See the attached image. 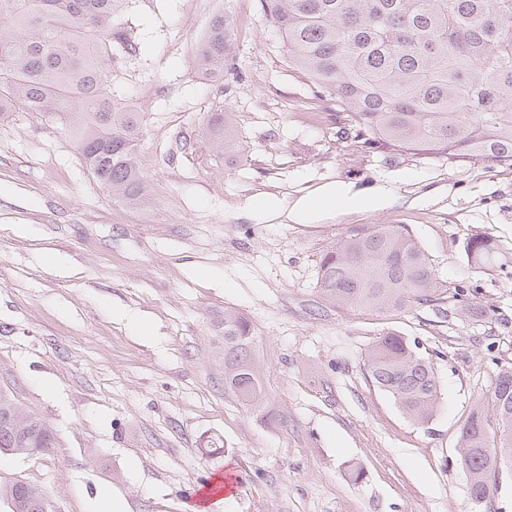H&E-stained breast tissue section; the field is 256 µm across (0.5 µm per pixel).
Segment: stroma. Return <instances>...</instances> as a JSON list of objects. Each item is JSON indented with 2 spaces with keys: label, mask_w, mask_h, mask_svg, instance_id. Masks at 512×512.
Returning a JSON list of instances; mask_svg holds the SVG:
<instances>
[{
  "label": "stroma",
  "mask_w": 512,
  "mask_h": 512,
  "mask_svg": "<svg viewBox=\"0 0 512 512\" xmlns=\"http://www.w3.org/2000/svg\"><path fill=\"white\" fill-rule=\"evenodd\" d=\"M235 63L213 81L194 49L216 14ZM137 44L107 69L112 96L142 117L137 159L150 193L131 208L89 172L42 112L0 122V389L53 428V448L0 453V489L42 490L49 512H512V473L473 502L460 430L512 367V275L463 251L489 236L512 258V166L376 152L340 130L338 106L289 69L259 0H132ZM233 113L239 153L212 151L209 113ZM327 183L394 201L314 224L253 215ZM373 224L405 226L446 289H472L474 316L435 308H339L316 286L326 250ZM255 330L253 356L279 420L224 390L225 309ZM397 332L431 362L439 405L414 424L367 372ZM223 446L213 449L212 438Z\"/></svg>",
  "instance_id": "stroma-1"
}]
</instances>
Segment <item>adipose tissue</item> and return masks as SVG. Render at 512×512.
<instances>
[{
	"mask_svg": "<svg viewBox=\"0 0 512 512\" xmlns=\"http://www.w3.org/2000/svg\"><path fill=\"white\" fill-rule=\"evenodd\" d=\"M392 199L391 190L383 185L363 193L348 185L330 184L290 204L274 199L265 200L257 205L256 210L265 218L278 220L282 224H311L339 208L346 211L376 209L390 204Z\"/></svg>",
	"mask_w": 512,
	"mask_h": 512,
	"instance_id": "1",
	"label": "adipose tissue"
}]
</instances>
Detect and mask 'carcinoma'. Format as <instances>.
I'll list each match as a JSON object with an SVG mask.
<instances>
[{"mask_svg":"<svg viewBox=\"0 0 512 512\" xmlns=\"http://www.w3.org/2000/svg\"><path fill=\"white\" fill-rule=\"evenodd\" d=\"M129 0H0V119L46 112L61 120L96 180L126 205L143 203L149 183L137 162L138 113L112 98L105 67L112 52L136 44L122 15ZM266 23L282 38L288 66L341 108L345 126L368 148L450 161L483 158L512 166V0H261ZM234 31L215 16L198 42L199 73L224 79ZM204 134L226 158L238 152L231 112H213ZM477 268L507 263L497 243L476 236L464 246ZM322 298L378 312L442 301V284L418 241L401 225L356 230L322 257L316 281ZM224 389L264 414L266 392L253 358L254 327L226 309ZM372 383L402 412L426 425L438 385L430 364L409 341L386 333L368 353ZM469 490H497L499 470L486 449L512 466V367L501 369L461 434ZM55 444L42 418L22 412L0 390V453L32 454ZM11 512H31L43 498L15 483Z\"/></svg>","mask_w":512,"mask_h":512,"instance_id":"obj_1","label":"carcinoma"}]
</instances>
